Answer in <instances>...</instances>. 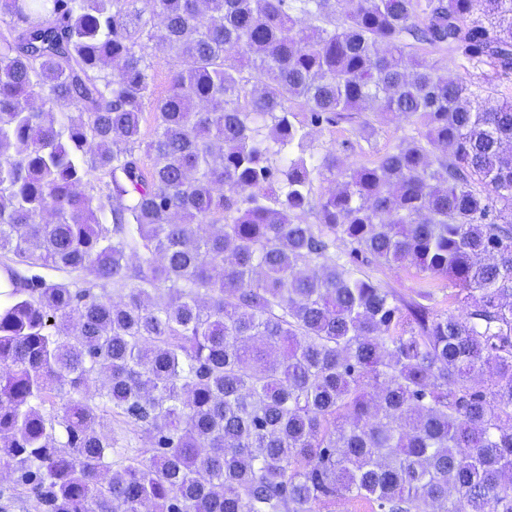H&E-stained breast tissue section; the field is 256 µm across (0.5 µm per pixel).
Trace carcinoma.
Wrapping results in <instances>:
<instances>
[{
  "mask_svg": "<svg viewBox=\"0 0 512 512\" xmlns=\"http://www.w3.org/2000/svg\"><path fill=\"white\" fill-rule=\"evenodd\" d=\"M0 23V512H512V0H0ZM373 99L411 133L355 168L311 152ZM152 75L156 95H164L169 89L173 61L166 51L156 50L151 59ZM420 58H424L430 62H439L440 65L447 68V73L450 77L463 76L476 83L481 80L480 77L482 73L490 72V68L486 65L473 67L465 61L453 59L441 53L427 52L423 53ZM359 269L383 288L403 298L415 297V293L422 289L420 288L421 280L417 277L415 268L409 265L365 264ZM438 287L434 291L431 305L441 313L461 315L466 311L465 303L461 301L462 296H457L459 289L453 287L446 280L437 281Z\"/></svg>",
  "mask_w": 512,
  "mask_h": 512,
  "instance_id": "carcinoma-1",
  "label": "carcinoma"
}]
</instances>
